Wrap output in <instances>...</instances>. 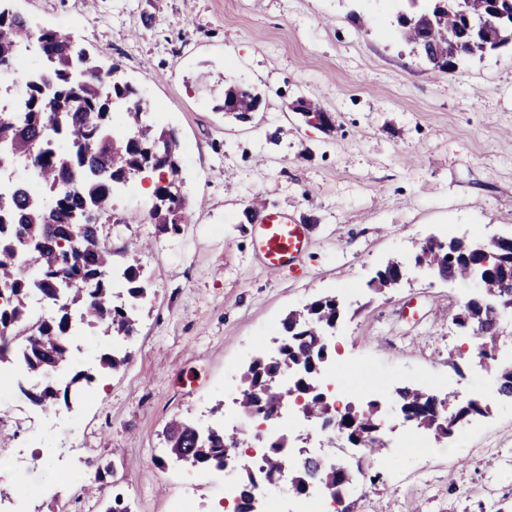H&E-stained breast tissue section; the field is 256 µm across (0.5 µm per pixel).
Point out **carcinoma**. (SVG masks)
<instances>
[{"label":"carcinoma","instance_id":"carcinoma-1","mask_svg":"<svg viewBox=\"0 0 512 512\" xmlns=\"http://www.w3.org/2000/svg\"><path fill=\"white\" fill-rule=\"evenodd\" d=\"M409 9L398 16L397 34L433 68H455L463 57L497 51L512 43V0H406ZM32 31L18 14L0 11V68L14 60L15 48L28 41ZM45 64L38 77L26 81L27 93L21 107L0 112V142L15 160L32 165L49 195L38 198L24 192L10 195L0 203V286L8 297L0 305V353L15 354L33 379L48 386L35 403L51 409L67 398L71 386L89 383L84 371L59 388L49 374L71 357L69 336L79 321L112 336H131L136 331L134 304L116 305L109 279L112 248L102 238L101 225L86 224L74 233L79 217L87 211L106 213V203L114 188L148 170L162 171L153 196L155 203L147 215L150 224L165 233H177L187 221V199L179 178V141L172 129H158L145 119L146 109L137 91L129 84L111 78L113 65L105 71L68 32L46 30L37 36ZM127 100L126 131H112L113 106ZM259 96L252 89L233 85L224 91V111L245 120L258 111ZM448 250L426 246L416 255L425 267L444 279L469 282L474 266H479L483 292L472 297L457 317V325L481 328L478 356L490 358L498 339L497 312L512 305V237H500L483 243L446 241ZM26 247L41 276L30 282L17 262L18 249ZM138 247L124 246L133 256L124 271L127 294L133 300L144 296L141 266L135 259ZM398 262L389 261L377 273L375 289L391 287ZM39 293L52 306L42 320L32 325L30 300ZM79 313V320L72 312ZM343 309L336 297L326 296L292 311L283 321L284 344L275 359L259 357L245 376V388L239 399L244 414L263 413L271 417L290 400L301 401L303 413L313 419L327 412L330 403L317 384L315 366L328 359L330 348L325 337L336 326ZM498 393L512 398V364L498 372ZM401 398L423 429L449 436L452 426L488 407L471 400L459 402L454 417L444 421L435 414L433 394L420 388L405 387ZM339 426L348 437L358 435L365 448L374 453L370 437L376 427V415L370 408L351 406L338 414ZM165 439L170 452L191 466L224 467V454L235 444L222 429H201L189 420L174 419L166 427ZM287 438L281 437L264 454L259 473L271 476L287 459ZM244 474L238 486L235 512H251L254 495V468L242 458ZM358 476L339 477L318 469L313 460H304L289 473L293 487L313 484L337 500L357 482Z\"/></svg>","mask_w":512,"mask_h":512}]
</instances>
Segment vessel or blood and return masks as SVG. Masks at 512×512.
<instances>
[{"label":"vessel or blood","instance_id":"b4317fda","mask_svg":"<svg viewBox=\"0 0 512 512\" xmlns=\"http://www.w3.org/2000/svg\"><path fill=\"white\" fill-rule=\"evenodd\" d=\"M256 229V255L270 274L293 266L302 255L308 228L277 211L261 213Z\"/></svg>","mask_w":512,"mask_h":512}]
</instances>
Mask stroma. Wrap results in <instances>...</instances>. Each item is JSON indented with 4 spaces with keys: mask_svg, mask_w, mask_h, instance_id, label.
Segmentation results:
<instances>
[{
    "mask_svg": "<svg viewBox=\"0 0 512 512\" xmlns=\"http://www.w3.org/2000/svg\"><path fill=\"white\" fill-rule=\"evenodd\" d=\"M405 0H0L30 25L71 32L103 66H117L158 128L180 141L190 221L168 234L149 224V179L116 191L103 218L113 267L140 256L147 295L130 359L102 368L111 337H75L68 382L95 375L96 398L28 405L0 420V491L26 489L27 512H105L121 497L130 512H169L190 472L167 451L176 418L224 420V383L242 381L272 350L289 312L323 296L345 302L324 371L344 402L376 403L388 427L382 451L355 452L366 477L350 486L353 512H512V399L476 357L477 336L454 319L472 293L415 266L427 238L512 235V48L440 71L396 35ZM261 98L246 120L225 112L224 89ZM331 117L307 122L300 101ZM276 210L308 224L296 266L268 274L252 224ZM407 265L399 286L370 283L388 261ZM458 356L449 366V353ZM401 387L457 391L489 412L450 436L403 423L391 404ZM84 433L99 473L77 472L68 429ZM24 452L28 471L12 466ZM72 482L99 485L75 498Z\"/></svg>",
    "mask_w": 512,
    "mask_h": 512,
    "instance_id": "35a3bbf8",
    "label": "stroma"
}]
</instances>
